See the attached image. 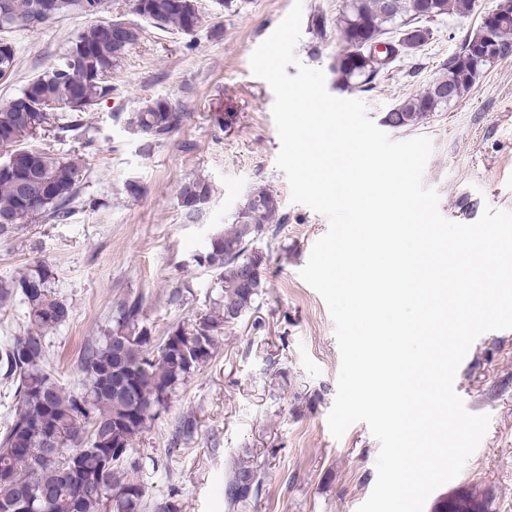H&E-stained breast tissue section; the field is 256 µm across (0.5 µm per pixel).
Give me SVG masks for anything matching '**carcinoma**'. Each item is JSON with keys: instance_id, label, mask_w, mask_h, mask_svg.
Returning a JSON list of instances; mask_svg holds the SVG:
<instances>
[{"instance_id": "obj_1", "label": "carcinoma", "mask_w": 512, "mask_h": 512, "mask_svg": "<svg viewBox=\"0 0 512 512\" xmlns=\"http://www.w3.org/2000/svg\"><path fill=\"white\" fill-rule=\"evenodd\" d=\"M89 5L90 0H0V33L35 31L68 15L92 19L61 62L30 78L0 106V236L27 224L68 220L84 159L51 154L31 140L48 127L79 137L82 114L112 95V70L140 39L136 25L121 44L104 38L103 22ZM133 6L155 27L187 35L203 20L198 0H134ZM477 12L479 0H348L336 18V82L369 92L397 59L421 51L432 35L430 23ZM499 39L504 59L512 55V17L500 27ZM375 41L385 50L372 67L361 52ZM492 65L478 63L462 42L422 91L386 113L385 123L413 127L447 110L451 103L441 90L450 88L460 99L474 85L475 69L484 72ZM16 67L12 42L0 36V78ZM185 118L178 104L157 99L129 113L126 125L142 138L148 154ZM177 192L207 201L211 186L192 177ZM280 211L279 197L258 187L239 207L234 223L209 238L196 262L216 271L213 308L195 322L172 327L157 340L143 320V300L121 301L103 335L81 354L79 389L63 387L47 369V334L71 317L52 291L53 271L38 263L18 277L0 279V311L19 304L26 319L23 335L0 341V383L15 400L0 431V512H179L172 500L148 498L140 478L146 461L132 455V445L167 408L176 388L212 359L224 326L256 307L263 278L241 284L239 266L249 259L250 241L282 222ZM118 336L143 340L121 356L113 344ZM50 437L57 443L54 451L47 446ZM261 483L257 465L239 460L224 484L228 506L237 508L258 496Z\"/></svg>"}]
</instances>
